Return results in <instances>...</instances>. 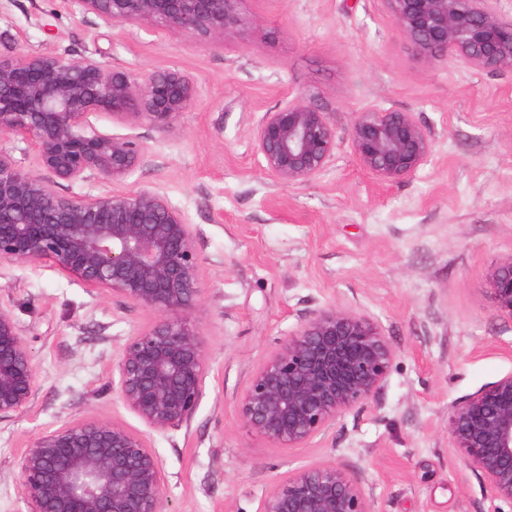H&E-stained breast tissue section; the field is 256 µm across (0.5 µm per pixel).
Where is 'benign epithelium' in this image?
Listing matches in <instances>:
<instances>
[{
	"instance_id": "7a95c632",
	"label": "benign epithelium",
	"mask_w": 512,
	"mask_h": 512,
	"mask_svg": "<svg viewBox=\"0 0 512 512\" xmlns=\"http://www.w3.org/2000/svg\"><path fill=\"white\" fill-rule=\"evenodd\" d=\"M105 25L156 23L207 45L238 40L241 0H67ZM395 27L428 68H512V20L496 0H383ZM178 70L136 78L93 57L0 56V267L48 263L85 286L155 315L130 336L112 390L152 432L187 424L205 390L208 365L196 314L201 264L193 225L154 186L125 193L62 196L59 180L124 181L143 149L103 133L94 120L166 131L197 97ZM264 170L283 186L320 175L336 153L327 113L302 96L266 112L252 131ZM350 142L381 182L413 175L432 138L413 112L356 113ZM34 152L38 170L14 157ZM497 311L512 319V256L489 277ZM395 353L369 317L329 306L314 311L254 371L239 418L273 448H304L386 385ZM37 372L28 338L0 304V418L24 413ZM448 442L485 480L491 500L512 509V373L452 406ZM18 483L26 512H168L165 480L145 435L118 421L77 419L25 448ZM259 512H375L365 490L334 463L277 481Z\"/></svg>"
}]
</instances>
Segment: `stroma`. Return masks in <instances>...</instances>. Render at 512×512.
I'll return each mask as SVG.
<instances>
[{"label":"stroma","instance_id":"obj_1","mask_svg":"<svg viewBox=\"0 0 512 512\" xmlns=\"http://www.w3.org/2000/svg\"><path fill=\"white\" fill-rule=\"evenodd\" d=\"M243 37L203 46L185 33L108 27L61 0H0V54L93 57L141 76L177 69L198 96L161 132L103 118L143 144L119 192L155 186L189 218L205 288L197 313L208 363L186 425L146 432L112 390V366L152 314L43 264L0 268V304L27 334L37 383L27 413L0 418V512H25L18 466L44 431L84 418L146 433L170 512H258L297 468L333 463L376 512H494L484 480L451 448V407L512 372V320L488 291L512 256V69L417 63L382 0H245ZM328 112L336 154L284 187L251 130L296 95ZM407 111L432 152L381 183L349 139L356 113ZM376 322L395 352L386 386L308 447L280 449L238 416L253 371L313 311Z\"/></svg>","mask_w":512,"mask_h":512}]
</instances>
